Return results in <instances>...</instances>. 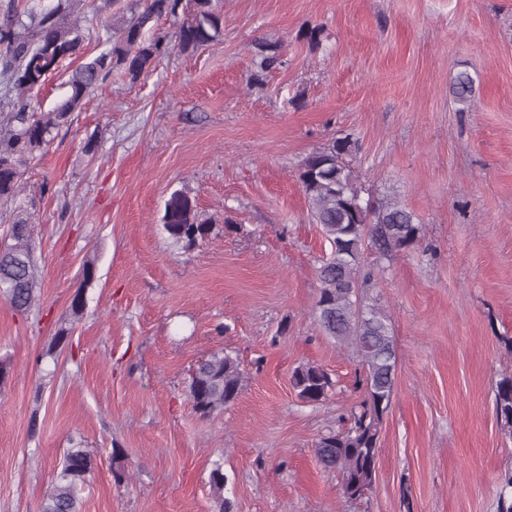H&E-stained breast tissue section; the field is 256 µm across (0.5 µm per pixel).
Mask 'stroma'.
<instances>
[{"label":"stroma","mask_w":512,"mask_h":512,"mask_svg":"<svg viewBox=\"0 0 512 512\" xmlns=\"http://www.w3.org/2000/svg\"><path fill=\"white\" fill-rule=\"evenodd\" d=\"M142 2L80 0V50L31 111L65 98L71 73L110 49L106 24ZM222 6L219 41L171 50L134 80L114 71L0 208V241L15 219L34 224L41 291L25 312L0 295V512H42L73 446L94 459L82 512H217V462L232 512H497L512 470L494 406L512 374V0ZM314 26L316 47L303 37ZM261 41L280 44L283 67L259 72ZM461 70L479 77L462 112L448 94ZM345 135L364 192L424 227L369 292L398 365L373 490L357 501L314 452L363 392L356 358L315 319L330 245L298 180L306 156ZM176 190L213 224L189 249L163 228ZM222 351L242 391L203 417L189 374ZM306 363L336 382L323 404L292 386Z\"/></svg>","instance_id":"1"}]
</instances>
